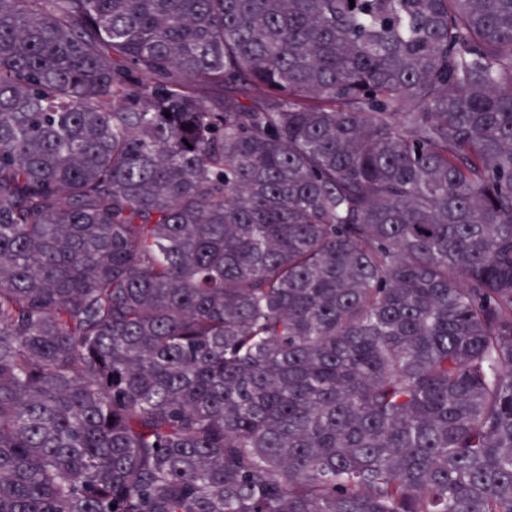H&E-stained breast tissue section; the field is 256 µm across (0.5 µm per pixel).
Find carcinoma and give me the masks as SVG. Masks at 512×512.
<instances>
[{
  "instance_id": "carcinoma-1",
  "label": "carcinoma",
  "mask_w": 512,
  "mask_h": 512,
  "mask_svg": "<svg viewBox=\"0 0 512 512\" xmlns=\"http://www.w3.org/2000/svg\"><path fill=\"white\" fill-rule=\"evenodd\" d=\"M0 512H512V0H0Z\"/></svg>"
}]
</instances>
